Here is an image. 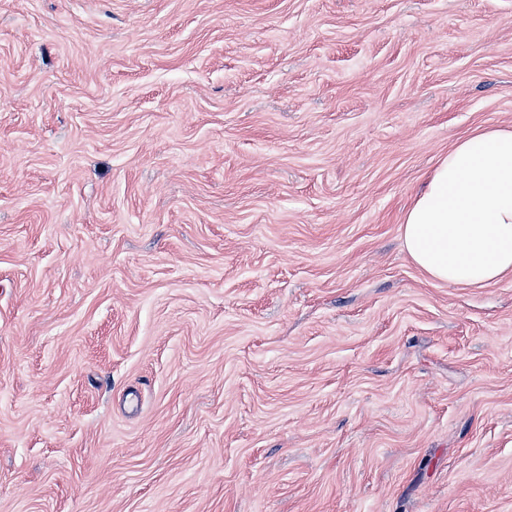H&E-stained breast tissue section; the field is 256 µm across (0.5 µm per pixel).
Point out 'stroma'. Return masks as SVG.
Returning <instances> with one entry per match:
<instances>
[{
    "mask_svg": "<svg viewBox=\"0 0 512 512\" xmlns=\"http://www.w3.org/2000/svg\"><path fill=\"white\" fill-rule=\"evenodd\" d=\"M512 128V0H0V512H512V274L405 211Z\"/></svg>",
    "mask_w": 512,
    "mask_h": 512,
    "instance_id": "35a3bbf8",
    "label": "stroma"
}]
</instances>
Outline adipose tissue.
<instances>
[{"mask_svg": "<svg viewBox=\"0 0 512 512\" xmlns=\"http://www.w3.org/2000/svg\"><path fill=\"white\" fill-rule=\"evenodd\" d=\"M401 237L437 282L477 287L512 273V129L459 139L406 210Z\"/></svg>", "mask_w": 512, "mask_h": 512, "instance_id": "1", "label": "adipose tissue"}]
</instances>
